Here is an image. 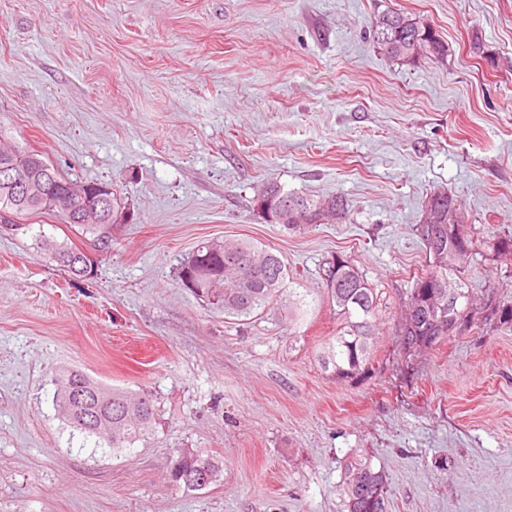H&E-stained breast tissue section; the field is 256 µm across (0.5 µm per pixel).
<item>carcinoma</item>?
<instances>
[{"label": "carcinoma", "mask_w": 512, "mask_h": 512, "mask_svg": "<svg viewBox=\"0 0 512 512\" xmlns=\"http://www.w3.org/2000/svg\"><path fill=\"white\" fill-rule=\"evenodd\" d=\"M368 36L384 55L395 60L411 61L424 53L442 60L448 52L447 45L431 25L393 8L373 16ZM6 165L48 171L64 185L84 188L62 175L40 152L0 143V168ZM258 195L271 198L283 208L288 213L286 222L293 228L303 224L342 223L347 217L346 203L338 195L314 198L288 191L276 183L265 185ZM425 205L431 207L429 223L434 228V238L424 239L430 269L416 278L406 292L404 314L396 329L399 352L407 357L438 345L448 336V329L461 332L475 320L473 301L462 279V271L437 263L433 251L435 246L444 250L468 247L470 257L479 254L475 241L465 229L460 204L453 195L438 189L430 193ZM125 208L123 199L114 192L112 221L78 223L37 195L14 194L0 175V226L3 228L19 230L18 220L30 215L58 216L70 228L90 235L94 246L106 253L112 248V225L120 223ZM41 248L70 276L80 277L73 264L79 248L70 240L43 236ZM330 268L335 269V283L326 285L327 295L341 328L324 364L332 366L337 380L353 381L370 371V349L382 295L369 286L348 257L336 254L326 259L321 271ZM188 274L196 283L194 294L206 306L226 318L249 321L263 316L280 299L285 291L288 268L280 255L251 241L205 240L181 263L180 280H185ZM448 277L458 282L460 301L449 308L429 303L426 280ZM484 312L490 319L512 328V300L502 302L491 291L487 294ZM55 383L54 401L61 416L73 428L104 438L114 448H128L144 438L156 419L155 401L147 392L132 395L121 389H108L83 371L68 367L56 371ZM80 387L96 394V398L77 403L74 391ZM203 466L211 471L209 484L216 483L222 471L217 457L194 448L176 450L169 470L170 483L190 490L202 489L197 476ZM344 486L348 512H387L388 479L385 472L374 469L371 462L358 459L347 462Z\"/></svg>", "instance_id": "obj_1"}]
</instances>
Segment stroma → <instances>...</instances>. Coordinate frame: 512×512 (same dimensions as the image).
<instances>
[{
    "instance_id": "1",
    "label": "stroma",
    "mask_w": 512,
    "mask_h": 512,
    "mask_svg": "<svg viewBox=\"0 0 512 512\" xmlns=\"http://www.w3.org/2000/svg\"><path fill=\"white\" fill-rule=\"evenodd\" d=\"M389 7L447 58L383 55L366 31ZM0 137L127 202L89 280L41 248L60 219L0 232V512H346L356 458L385 471L389 512H512V330L481 319L408 363L394 336L437 188L484 244L469 287L512 298L491 248L512 235V0H0ZM267 183L341 195L348 219L266 222ZM211 238L282 255L302 314L207 309L177 269ZM336 253L387 301L353 382L323 365ZM62 367L153 394L151 432L115 450L70 427ZM177 448L220 456V482L172 486Z\"/></svg>"
}]
</instances>
